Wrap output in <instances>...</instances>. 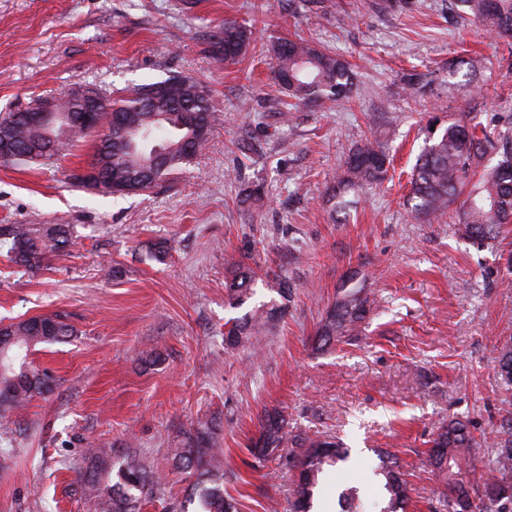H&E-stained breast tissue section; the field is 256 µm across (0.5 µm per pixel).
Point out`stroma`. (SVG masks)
Segmentation results:
<instances>
[{
    "instance_id": "obj_1",
    "label": "stroma",
    "mask_w": 512,
    "mask_h": 512,
    "mask_svg": "<svg viewBox=\"0 0 512 512\" xmlns=\"http://www.w3.org/2000/svg\"><path fill=\"white\" fill-rule=\"evenodd\" d=\"M227 22L251 32L229 63L211 46ZM298 36L352 64L349 98L287 108L268 46ZM468 58L482 63L478 96L448 75ZM409 72L423 75V93L406 89ZM171 75L199 80L218 120L156 187L76 186L72 174L94 159L89 140L48 165H0V226L60 224L71 239L32 269L0 250V325L57 312L76 331L30 354L56 385L0 430V512H91L71 491L91 445L165 473L143 512H176L190 481L171 451L207 419L238 512H288L301 436L351 450L315 512H339L341 486L375 490L380 450L409 472L416 512H438L428 442L455 416L477 441L468 478L481 487L512 421V385L494 368L512 347V224L479 247L447 220H413L406 196L429 122L465 112L512 129V44L462 19L454 0H0V113L85 85L112 100ZM375 123L392 157L385 178L334 212L325 188ZM255 186L261 201L244 202ZM231 261L257 273L235 307ZM277 275L292 285L283 318L257 348H225V322L269 301ZM350 277L376 303L355 335L315 349ZM274 410L287 442L249 468L259 419Z\"/></svg>"
}]
</instances>
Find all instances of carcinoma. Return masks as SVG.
Returning <instances> with one entry per match:
<instances>
[{"instance_id": "cac0c4a2", "label": "carcinoma", "mask_w": 512, "mask_h": 512, "mask_svg": "<svg viewBox=\"0 0 512 512\" xmlns=\"http://www.w3.org/2000/svg\"><path fill=\"white\" fill-rule=\"evenodd\" d=\"M467 20L485 32L503 36L512 32V0H457ZM249 41L248 31L232 22L215 35L213 51L233 61ZM272 77L292 100L290 106L320 100L339 101L352 91L351 65L339 55L304 40L278 41L269 49ZM189 106L200 121L212 128L215 111L204 86L190 76L172 75L162 81L141 85L125 97L111 102L112 111L125 121L148 131V140L160 142L166 152L158 167L150 164L151 152L125 149L122 130L98 135L94 165L101 166L104 177L116 172L126 186L102 191L129 195L147 191L191 158L202 142H193L195 131L173 128L178 121L177 108ZM168 112L164 120L154 113ZM0 129L17 144L40 148L39 136L23 119V112L0 113ZM425 146L411 175L407 204L414 219L430 222L446 215L457 200L456 231L472 242L484 244L496 238L501 227L512 224V148L509 134L496 128L481 127L464 114L448 121L443 128H427ZM88 136L81 128L70 130L67 141L41 154L50 161L63 154L73 143ZM385 129L370 130L363 146L347 157L328 188L332 209L342 208L345 197L381 181L387 171L389 155L385 148ZM67 231L60 225L40 228L28 225L0 227V246L24 267L33 268L48 254L69 246ZM256 272L238 262L232 264L225 287L229 303L243 304L253 295ZM283 302L276 299L261 304L245 317L231 321L224 334V345L253 348L259 336L281 320L291 284L278 277L268 285ZM375 299L364 289L343 283L336 300L321 318L316 331L317 347L325 348L351 335L365 320ZM72 335L61 314L32 317L0 327V414L24 409L37 395L51 392V375L28 362L31 348L38 344L61 342ZM497 373L512 384V348L505 347L496 358ZM284 419L273 411L265 412L259 422V436L251 449L258 457H268L285 445ZM468 422L455 417L439 426L432 440L429 457L441 475L443 506L448 512H512V426L502 431L495 443L490 474L482 488L474 489L466 481L471 448ZM302 452L294 461L301 474L293 489L292 512H310L324 476L349 454L340 443L329 439L304 438ZM87 467L77 481L79 493L92 503L93 512H139L141 502L155 497L163 478L149 469L142 458L129 455L112 462L107 449L89 448ZM173 467L195 477L193 499L197 512H237L233 500L224 496V469L216 452L211 423L200 421L184 433L180 447L172 451ZM109 470L110 480L101 481L100 472ZM378 486L372 501L374 512H406L411 488L405 474L395 465L384 463L374 470ZM368 499L364 489L345 486L338 492L340 512H363Z\"/></svg>"}]
</instances>
